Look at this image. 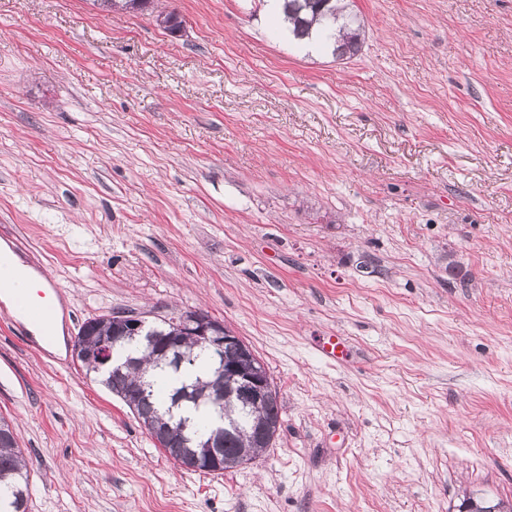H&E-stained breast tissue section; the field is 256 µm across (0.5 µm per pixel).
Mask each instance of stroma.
<instances>
[{"mask_svg": "<svg viewBox=\"0 0 512 512\" xmlns=\"http://www.w3.org/2000/svg\"><path fill=\"white\" fill-rule=\"evenodd\" d=\"M335 60L266 0H0V229L64 344L200 310L264 363L256 461L181 468L72 353L0 306V417L28 512H458L512 504V0H354ZM345 337L348 360L318 343Z\"/></svg>", "mask_w": 512, "mask_h": 512, "instance_id": "35a3bbf8", "label": "stroma"}]
</instances>
